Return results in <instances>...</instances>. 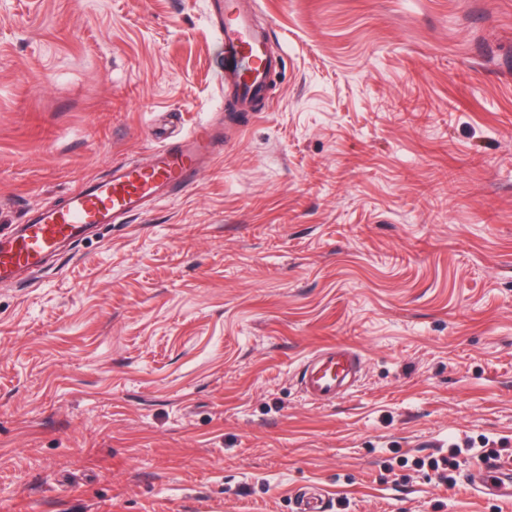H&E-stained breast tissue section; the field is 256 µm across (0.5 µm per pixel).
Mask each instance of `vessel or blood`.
I'll list each match as a JSON object with an SVG mask.
<instances>
[{"label":"vessel or blood","instance_id":"1","mask_svg":"<svg viewBox=\"0 0 512 512\" xmlns=\"http://www.w3.org/2000/svg\"><path fill=\"white\" fill-rule=\"evenodd\" d=\"M211 21L219 33L222 64L219 80L244 110L263 97L268 75L277 59L266 39L251 22L242 0H212ZM219 130L205 125L193 134L159 146L148 162L126 161L111 167L107 176L93 177L67 193L60 205L28 217L8 239H0V283L12 281L21 270L41 268L63 246L81 239L98 224H119L145 214L159 198L194 186L206 160L213 158ZM360 354L348 347L329 346L305 360L299 384L311 400L332 403L351 394ZM474 491L512 498V475L495 461L481 462L467 476ZM295 512H328L321 493L305 489Z\"/></svg>","mask_w":512,"mask_h":512}]
</instances>
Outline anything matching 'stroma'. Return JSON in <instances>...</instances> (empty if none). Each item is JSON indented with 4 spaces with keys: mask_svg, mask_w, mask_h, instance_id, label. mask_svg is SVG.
Masks as SVG:
<instances>
[{
    "mask_svg": "<svg viewBox=\"0 0 512 512\" xmlns=\"http://www.w3.org/2000/svg\"><path fill=\"white\" fill-rule=\"evenodd\" d=\"M230 114L209 0H0V231L156 129L197 184L0 283V512H512L417 460L512 465V0H256ZM363 356L330 405L298 368ZM321 493L315 488L305 489L295 501V512H327Z\"/></svg>",
    "mask_w": 512,
    "mask_h": 512,
    "instance_id": "obj_1",
    "label": "stroma"
}]
</instances>
